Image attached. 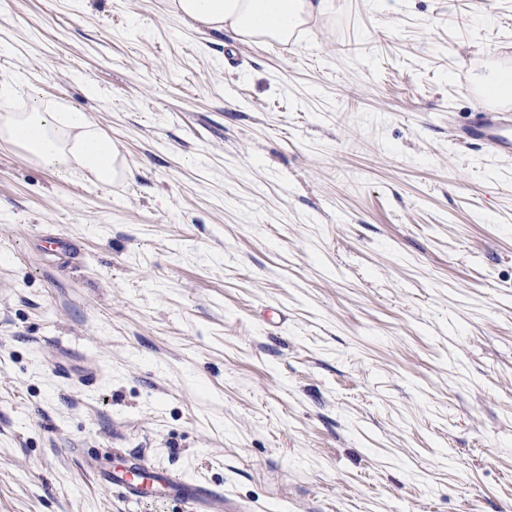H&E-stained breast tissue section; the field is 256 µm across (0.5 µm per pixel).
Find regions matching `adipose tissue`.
<instances>
[{"label":"adipose tissue","mask_w":512,"mask_h":512,"mask_svg":"<svg viewBox=\"0 0 512 512\" xmlns=\"http://www.w3.org/2000/svg\"><path fill=\"white\" fill-rule=\"evenodd\" d=\"M173 11L214 32H230L256 42H288L309 19L326 15L332 0H171ZM20 87L0 85V142L25 151L38 164L58 173L89 171L104 185L122 170L116 144L81 110L56 111L28 98L16 111Z\"/></svg>","instance_id":"obj_1"}]
</instances>
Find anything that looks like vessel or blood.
Listing matches in <instances>:
<instances>
[{
	"label": "vessel or blood",
	"mask_w": 512,
	"mask_h": 512,
	"mask_svg": "<svg viewBox=\"0 0 512 512\" xmlns=\"http://www.w3.org/2000/svg\"><path fill=\"white\" fill-rule=\"evenodd\" d=\"M459 141L477 140L486 144L498 157L512 159V112L495 105H484L477 119L454 128ZM99 483L115 489L122 500L139 503L147 499L176 497L188 512H241L239 505L227 500L223 491L206 484L187 483L175 471L155 469L143 457L131 456L119 471L97 469Z\"/></svg>",
	"instance_id": "b4317fda"
}]
</instances>
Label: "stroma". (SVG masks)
<instances>
[{
  "label": "stroma",
  "instance_id": "obj_1",
  "mask_svg": "<svg viewBox=\"0 0 512 512\" xmlns=\"http://www.w3.org/2000/svg\"><path fill=\"white\" fill-rule=\"evenodd\" d=\"M169 2L0 0V83L124 160L0 145V512H184L96 481L134 452L255 512H512V160L449 134L512 0H333L290 48Z\"/></svg>",
  "mask_w": 512,
  "mask_h": 512
}]
</instances>
